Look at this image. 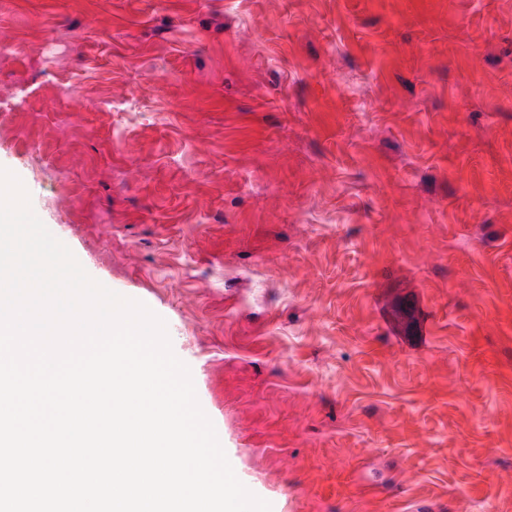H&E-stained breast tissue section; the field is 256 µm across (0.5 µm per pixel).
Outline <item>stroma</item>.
I'll list each match as a JSON object with an SVG mask.
<instances>
[{
    "label": "stroma",
    "mask_w": 512,
    "mask_h": 512,
    "mask_svg": "<svg viewBox=\"0 0 512 512\" xmlns=\"http://www.w3.org/2000/svg\"><path fill=\"white\" fill-rule=\"evenodd\" d=\"M0 167L272 512H512V0H0Z\"/></svg>",
    "instance_id": "obj_1"
}]
</instances>
